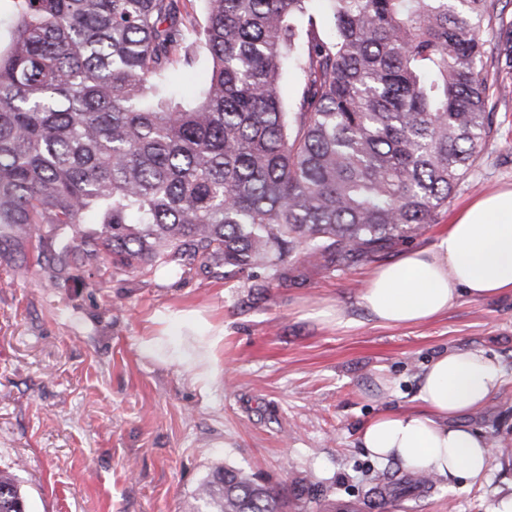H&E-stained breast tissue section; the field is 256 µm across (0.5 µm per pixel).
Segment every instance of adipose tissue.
I'll return each mask as SVG.
<instances>
[{"instance_id":"obj_1","label":"adipose tissue","mask_w":512,"mask_h":512,"mask_svg":"<svg viewBox=\"0 0 512 512\" xmlns=\"http://www.w3.org/2000/svg\"><path fill=\"white\" fill-rule=\"evenodd\" d=\"M512 293V187L459 211L430 247L404 253L371 272L360 300L378 322L400 326L432 320L460 298ZM503 383L481 351L450 349L425 368L419 410L386 411L360 429L362 448L379 461L472 483L486 475L485 438L458 424L481 410Z\"/></svg>"}]
</instances>
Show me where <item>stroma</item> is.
I'll return each instance as SVG.
<instances>
[{
    "instance_id": "stroma-1",
    "label": "stroma",
    "mask_w": 512,
    "mask_h": 512,
    "mask_svg": "<svg viewBox=\"0 0 512 512\" xmlns=\"http://www.w3.org/2000/svg\"><path fill=\"white\" fill-rule=\"evenodd\" d=\"M494 130L436 224L388 260L431 246L475 197L512 185V95L487 66ZM374 268L305 266L263 277L105 275L48 284L42 266L0 262V470L26 512H197L214 463L279 491L283 512H368L364 494L394 461L373 459L360 427L419 405L425 366L450 348L484 352L504 383L460 422L496 433L486 481L436 478L384 512H492L512 494V296L461 298L426 323L387 326L362 307ZM337 306L343 325L312 318Z\"/></svg>"
}]
</instances>
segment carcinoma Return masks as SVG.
I'll use <instances>...</instances> for the list:
<instances>
[{"label":"carcinoma","instance_id":"cac0c4a2","mask_svg":"<svg viewBox=\"0 0 512 512\" xmlns=\"http://www.w3.org/2000/svg\"><path fill=\"white\" fill-rule=\"evenodd\" d=\"M0 19V252L49 283L94 276L377 261L437 221L488 144L491 35L512 85L502 0H11ZM211 66L186 101L170 78ZM303 76L282 98L289 64ZM432 483L424 472L380 479ZM207 512H281L272 488L215 464ZM0 512H24L0 470Z\"/></svg>","mask_w":512,"mask_h":512}]
</instances>
